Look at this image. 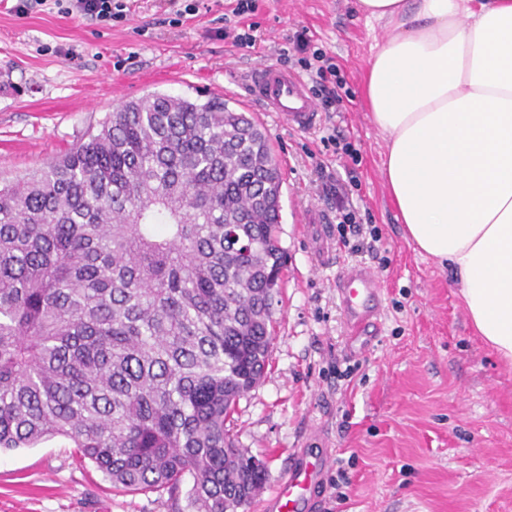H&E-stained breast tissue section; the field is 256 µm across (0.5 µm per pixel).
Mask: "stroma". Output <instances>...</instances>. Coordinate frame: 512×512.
I'll use <instances>...</instances> for the list:
<instances>
[{
	"mask_svg": "<svg viewBox=\"0 0 512 512\" xmlns=\"http://www.w3.org/2000/svg\"><path fill=\"white\" fill-rule=\"evenodd\" d=\"M109 26L39 8L17 16L0 0V183L43 169L124 101L152 93L207 98L262 125L283 175L280 240L288 253L276 337L261 383L231 426L266 464L264 491L288 470L290 451L320 434L334 451L318 512H512V366L471 328L458 287L407 241L387 192L388 135L363 100V77L384 23L356 0H199L176 17L170 0H124ZM253 25L243 50L226 31ZM306 31L335 58L351 94L311 131L288 129L245 92L244 76L276 64L288 36ZM343 135L356 157H337ZM340 181L359 223L377 227L380 253L352 254L330 221ZM379 273L382 327L367 348L350 339L336 280L347 264ZM0 512H169L168 495L125 492L76 449L50 440L0 452Z\"/></svg>",
	"mask_w": 512,
	"mask_h": 512,
	"instance_id": "1",
	"label": "stroma"
}]
</instances>
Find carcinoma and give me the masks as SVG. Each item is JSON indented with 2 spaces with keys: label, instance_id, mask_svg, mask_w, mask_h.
<instances>
[{
  "label": "carcinoma",
  "instance_id": "1",
  "mask_svg": "<svg viewBox=\"0 0 512 512\" xmlns=\"http://www.w3.org/2000/svg\"><path fill=\"white\" fill-rule=\"evenodd\" d=\"M282 184L250 113L157 93L0 184V451L60 439L171 512L247 506L266 468L228 422L269 365Z\"/></svg>",
  "mask_w": 512,
  "mask_h": 512
}]
</instances>
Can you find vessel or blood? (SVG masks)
I'll return each instance as SVG.
<instances>
[{"label":"vessel or blood","instance_id":"b4317fda","mask_svg":"<svg viewBox=\"0 0 512 512\" xmlns=\"http://www.w3.org/2000/svg\"><path fill=\"white\" fill-rule=\"evenodd\" d=\"M250 96L280 123L297 132L317 127L322 119L307 83L296 73L260 65L248 75ZM347 327L352 336L378 329L383 315L379 277L369 266H347L336 281ZM333 453L328 448H298L277 488L262 501L264 512H313L324 495L323 477Z\"/></svg>","mask_w":512,"mask_h":512}]
</instances>
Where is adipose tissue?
Masks as SVG:
<instances>
[{"label":"adipose tissue","mask_w":512,"mask_h":512,"mask_svg":"<svg viewBox=\"0 0 512 512\" xmlns=\"http://www.w3.org/2000/svg\"><path fill=\"white\" fill-rule=\"evenodd\" d=\"M384 22L366 78L407 240L448 268L512 363V0H356Z\"/></svg>","instance_id":"1"}]
</instances>
